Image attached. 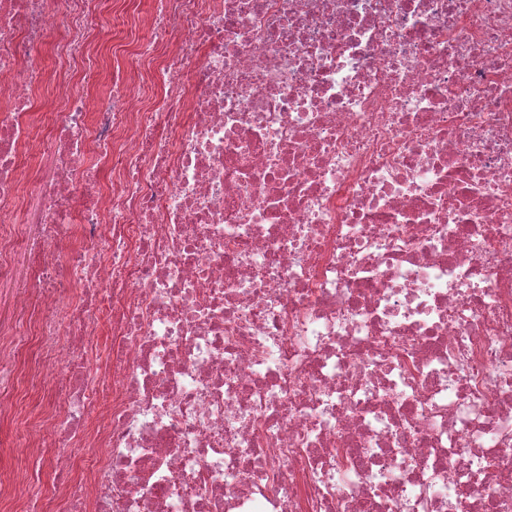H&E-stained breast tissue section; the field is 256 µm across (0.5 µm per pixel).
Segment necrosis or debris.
I'll use <instances>...</instances> for the list:
<instances>
[{
  "instance_id": "4bbe7bcc",
  "label": "necrosis or debris",
  "mask_w": 512,
  "mask_h": 512,
  "mask_svg": "<svg viewBox=\"0 0 512 512\" xmlns=\"http://www.w3.org/2000/svg\"><path fill=\"white\" fill-rule=\"evenodd\" d=\"M131 2L0 0L62 512H512V0Z\"/></svg>"
}]
</instances>
